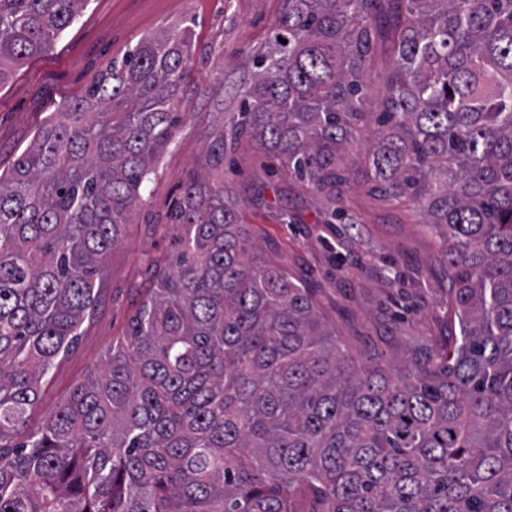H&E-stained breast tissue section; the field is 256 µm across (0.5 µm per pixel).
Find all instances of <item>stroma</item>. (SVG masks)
<instances>
[{"label": "stroma", "instance_id": "35a3bbf8", "mask_svg": "<svg viewBox=\"0 0 512 512\" xmlns=\"http://www.w3.org/2000/svg\"><path fill=\"white\" fill-rule=\"evenodd\" d=\"M286 0H89L52 48L17 65L0 86V170L32 140L62 101L82 97L116 56L147 35L194 19L195 62L189 111L152 175L146 205L103 262L94 311L77 345L46 378L30 425L51 415L71 388L101 366L113 340L125 336L142 299L144 257H167L177 230L166 213L205 167V145L224 113L237 111L238 90L253 58L272 38ZM224 183L263 251L308 279L318 308L351 353L402 370L416 340L454 338L446 324L447 284L435 257L439 240L408 206L389 204L354 184L344 219L325 223L322 200L294 178L270 173L250 145L224 161ZM292 214L294 223L282 221Z\"/></svg>", "mask_w": 512, "mask_h": 512}]
</instances>
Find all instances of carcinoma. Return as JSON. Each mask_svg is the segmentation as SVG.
<instances>
[{"label":"carcinoma","instance_id":"obj_1","mask_svg":"<svg viewBox=\"0 0 512 512\" xmlns=\"http://www.w3.org/2000/svg\"><path fill=\"white\" fill-rule=\"evenodd\" d=\"M87 2L0 0V85ZM192 63L188 24L139 39L0 172V512H512V0H288L129 334L28 426ZM245 142L332 203L355 182L408 204L443 244L454 348L356 365L224 187Z\"/></svg>","mask_w":512,"mask_h":512}]
</instances>
